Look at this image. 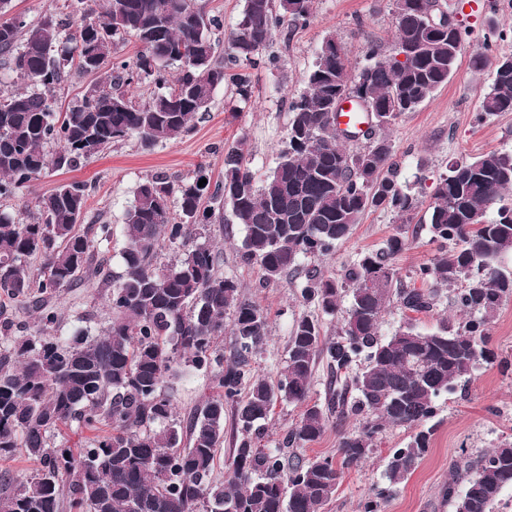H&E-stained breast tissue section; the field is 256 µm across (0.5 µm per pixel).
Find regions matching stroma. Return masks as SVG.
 I'll use <instances>...</instances> for the list:
<instances>
[{
	"label": "stroma",
	"instance_id": "obj_1",
	"mask_svg": "<svg viewBox=\"0 0 512 512\" xmlns=\"http://www.w3.org/2000/svg\"><path fill=\"white\" fill-rule=\"evenodd\" d=\"M389 0H315L314 15L302 28L283 27L274 36L271 52L279 55L277 67L251 70L252 94L242 101L231 83L218 86L212 108L204 120L172 142L143 148L136 139L113 144L104 154L69 171L50 170L14 196L0 199V210L24 222L36 217L37 200L67 181L88 185V200L79 232L93 238L88 262L77 287L42 296L0 295V326L7 324L16 336L36 332L42 314L53 313V332L67 336L86 329L99 334L112 322L107 294L123 271L121 253L126 244L125 214L134 202L137 185L161 177L176 183L192 177L206 166L212 181L224 175V151L239 139H247L250 168L256 179H265L276 167L286 137L290 114L288 102L301 93L304 76L312 66L326 36H335L353 66L365 63V49L375 44L382 52L394 45L393 18ZM450 10L467 31L463 52L447 85L425 101L417 111L401 116L389 137L399 164L400 180L411 186L420 200L423 221L410 225L407 245L395 260L399 279L416 283L419 266L430 263L437 246L430 240L425 222L433 201L434 179L448 173L461 158L492 150L512 149V112H503L477 122L476 112L493 81L496 60L512 55V0H448ZM484 58L474 67L473 58ZM230 211L212 224L207 236L222 276L234 279L241 294L270 312L269 339L252 360L255 372L276 378L287 359V342L295 319H317L323 335L334 338L342 321L340 314H324L300 302L291 277L269 287L258 285V267L243 264L238 249L245 232L231 223ZM108 225L107 238H99L100 225ZM395 223L380 210L363 214L350 236L326 257H303L307 269L341 273L364 252L381 247ZM488 346L496 361L482 365L465 388L440 396L437 430L428 453L418 468L382 505V512H453L443 490L460 454L477 456L500 441L512 440V300L494 313L489 323ZM217 370H189L174 364L165 379L178 419H187L194 409L216 392ZM411 431L394 427L379 435L369 457L346 469L328 512H361L364 501L382 485L385 462L394 449L410 440Z\"/></svg>",
	"mask_w": 512,
	"mask_h": 512
}]
</instances>
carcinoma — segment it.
<instances>
[{
	"mask_svg": "<svg viewBox=\"0 0 512 512\" xmlns=\"http://www.w3.org/2000/svg\"><path fill=\"white\" fill-rule=\"evenodd\" d=\"M0 0V56L18 79L41 87L0 98V198L38 179L48 169H72L112 144L130 138L143 146L171 142L210 111L213 93L228 79L249 98V74L236 71L276 63L268 53L276 31L304 27L313 0H246L229 32L224 62L213 31L222 20L193 0H79L76 30L46 16L29 23ZM439 0H390L393 51L370 45L367 64L351 66L336 38H327L304 92L288 105V132L279 161L261 186L248 166L247 140L224 151V177L210 188L201 166L173 185L155 177L141 182L126 213L123 273L107 296L112 323L102 335L79 329L52 334L55 316L40 319L38 335L0 336V456L20 450L39 461L36 473L9 481L0 512H326L343 469L369 457L378 435L391 427L413 430L410 441L388 458L385 484L363 504L379 512L430 448L436 400L454 392L478 366L491 364L488 320L512 297V150L491 151L454 162L435 186L429 232L439 243L432 264L416 272L422 281L456 287L454 303L464 318L429 331L409 318L389 336L380 335L382 313L397 305L414 314L435 306L436 291L411 287L397 277L396 257L406 245L403 227L420 206L399 180L388 130L448 83L463 51L458 23L438 28L428 13ZM139 44L134 63L115 61L110 87L94 86L79 105L57 110L54 92L70 71L97 73L111 56L117 34ZM409 44L418 52L401 61ZM148 79L160 92L137 105L118 89ZM175 83L174 89L165 88ZM360 92L380 118L347 148L336 126V99ZM512 112V56L495 63L490 90L479 104L483 121ZM60 146L51 154L49 143ZM178 196L180 218L170 214ZM86 184L71 181L38 200L29 224L0 211V293L27 296L77 286L90 241L75 232L87 201ZM231 206L244 226L239 258L262 272L266 288L285 274L299 279L302 303L336 314L341 294L351 304L333 340L303 315L288 340L286 365L275 380L252 372L251 360L267 342L268 311L241 296L237 283L217 275L213 251L194 244L171 263L158 262L160 241L186 243L215 221V203ZM497 206L496 219L486 220ZM387 211L398 226L383 246L365 253L341 275L302 270V256L325 257L347 238L367 211ZM39 255L46 272L32 278L24 259ZM231 315L232 361L216 350ZM365 365L343 382L328 406L310 400L314 364L324 357L347 370ZM195 369L221 368L219 392L182 423L176 418L165 378L175 362ZM278 402L303 407L280 447L260 446L262 422ZM231 406V477L215 485L212 475L224 444L225 406ZM360 416L363 423L338 444L342 461L292 456L283 450L317 440L330 420ZM94 433L74 451L51 441L62 425ZM466 483L457 495V483ZM512 486V441L455 464L444 488L455 512H493Z\"/></svg>",
	"mask_w": 512,
	"mask_h": 512,
	"instance_id": "carcinoma-1",
	"label": "carcinoma"
}]
</instances>
